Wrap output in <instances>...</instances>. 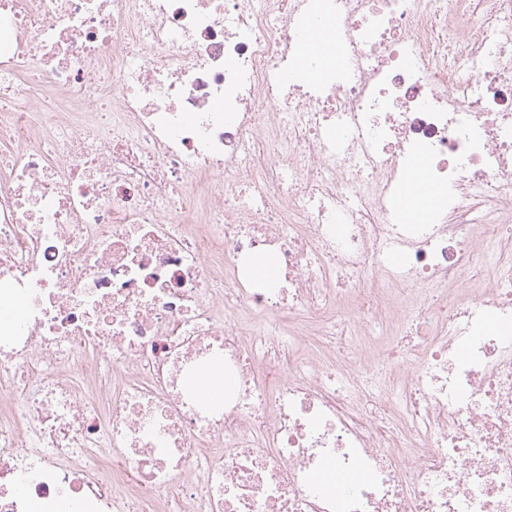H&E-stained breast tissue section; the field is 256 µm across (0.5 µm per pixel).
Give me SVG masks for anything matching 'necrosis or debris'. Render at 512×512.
Instances as JSON below:
<instances>
[{"label": "necrosis or debris", "instance_id": "necrosis-or-debris-1", "mask_svg": "<svg viewBox=\"0 0 512 512\" xmlns=\"http://www.w3.org/2000/svg\"><path fill=\"white\" fill-rule=\"evenodd\" d=\"M0 143V512H512V0H0ZM227 385H229V383H224L223 375L220 376L210 369L201 371L196 380V390L199 396L210 400H212L213 396L217 393L224 394V386Z\"/></svg>", "mask_w": 512, "mask_h": 512}]
</instances>
